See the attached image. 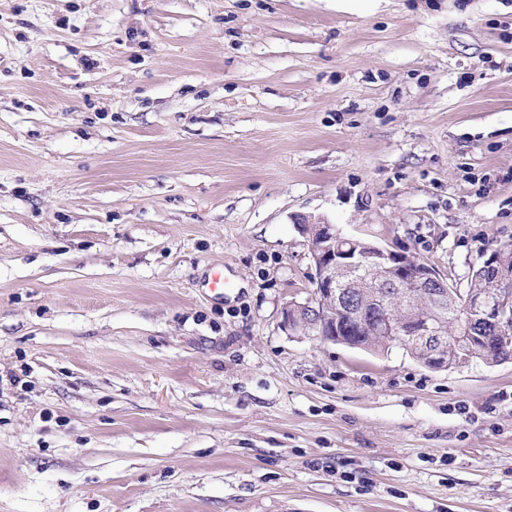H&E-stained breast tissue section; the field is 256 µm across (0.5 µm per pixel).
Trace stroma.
<instances>
[{"instance_id": "stroma-1", "label": "stroma", "mask_w": 512, "mask_h": 512, "mask_svg": "<svg viewBox=\"0 0 512 512\" xmlns=\"http://www.w3.org/2000/svg\"><path fill=\"white\" fill-rule=\"evenodd\" d=\"M299 215L512 241V0H0V512H512V360L287 335Z\"/></svg>"}]
</instances>
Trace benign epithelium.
<instances>
[{
	"instance_id": "obj_1",
	"label": "benign epithelium",
	"mask_w": 512,
	"mask_h": 512,
	"mask_svg": "<svg viewBox=\"0 0 512 512\" xmlns=\"http://www.w3.org/2000/svg\"><path fill=\"white\" fill-rule=\"evenodd\" d=\"M298 230L309 242L312 297L304 302L290 300L282 308L281 327L290 336H312L351 348L367 345L344 339L337 314L361 326L371 336H388L390 344L401 348L419 346L425 365L434 371H446L471 361L461 356L450 362L441 355L448 335V309L457 300H465L467 311L475 318L493 323L500 335L512 334V269L503 255L509 245L495 247L479 264L484 275L492 279L497 290L476 293L467 288L459 292L448 284L432 265L414 261L401 251L387 248L363 238L346 237L333 224L299 216ZM395 285V299L403 304L400 317L392 314L386 303L381 314L365 321L366 304L349 301V287L360 274Z\"/></svg>"
}]
</instances>
